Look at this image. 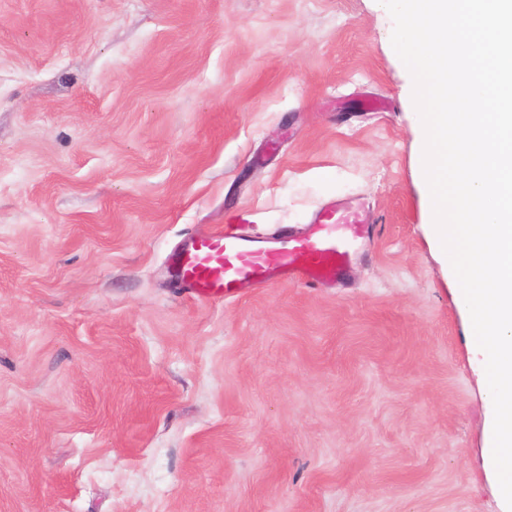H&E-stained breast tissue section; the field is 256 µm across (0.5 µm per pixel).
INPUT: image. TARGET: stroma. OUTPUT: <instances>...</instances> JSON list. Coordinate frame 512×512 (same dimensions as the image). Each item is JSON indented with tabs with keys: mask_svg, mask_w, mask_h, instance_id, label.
Here are the masks:
<instances>
[{
	"mask_svg": "<svg viewBox=\"0 0 512 512\" xmlns=\"http://www.w3.org/2000/svg\"><path fill=\"white\" fill-rule=\"evenodd\" d=\"M393 28L380 0H0V512H501ZM336 199L375 228L336 286L198 298L169 263Z\"/></svg>",
	"mask_w": 512,
	"mask_h": 512,
	"instance_id": "1",
	"label": "stroma"
}]
</instances>
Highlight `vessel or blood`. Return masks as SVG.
Masks as SVG:
<instances>
[{"mask_svg":"<svg viewBox=\"0 0 512 512\" xmlns=\"http://www.w3.org/2000/svg\"><path fill=\"white\" fill-rule=\"evenodd\" d=\"M238 218L216 231L187 238L173 255L176 276L201 298H234L245 288L285 279L311 285L340 281L370 233L354 206L331 202L312 224L260 246L241 232Z\"/></svg>","mask_w":512,"mask_h":512,"instance_id":"1","label":"vessel or blood"}]
</instances>
